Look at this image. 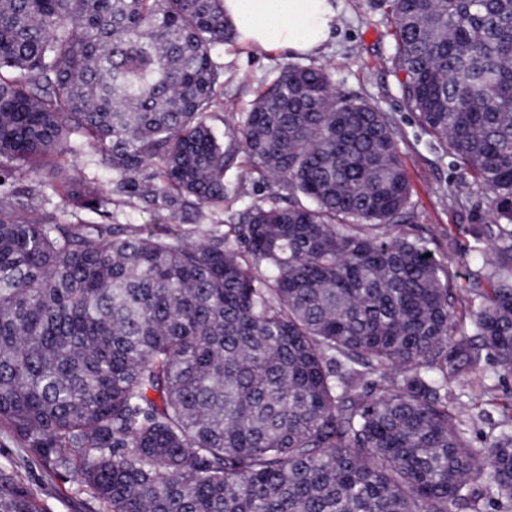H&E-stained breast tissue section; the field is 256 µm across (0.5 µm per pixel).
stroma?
<instances>
[{
	"mask_svg": "<svg viewBox=\"0 0 512 512\" xmlns=\"http://www.w3.org/2000/svg\"><path fill=\"white\" fill-rule=\"evenodd\" d=\"M336 3L339 16L333 37L318 55L298 58L297 63L325 67L341 94L365 100L389 116L411 187V205L418 216L417 223L405 225L404 230L409 236L423 238L434 258L449 264L456 285L455 310L462 318L465 333H472L468 289L477 267L466 251L476 244L473 231L486 216V196L477 190L457 196L456 188L463 176L452 156L441 152L405 108L393 65L395 41L380 0H336ZM220 55L224 64L220 77L224 84V106L217 109L212 122L228 131L239 124L277 68L288 64L289 59L261 50H244L234 44L221 47ZM228 179L230 190L223 209L188 205L179 209L177 219L165 216L156 221L149 210L121 202L113 208L114 218L123 224L153 223L165 234L199 237L210 232L213 220L221 217L223 211L238 209L267 192L261 183L238 180L236 171H229ZM477 383L490 388L499 399L498 404L480 402L472 408L469 437L474 445L481 446L497 432L500 422L512 417V406L504 401L505 396H512V375L497 374L488 362L478 374ZM0 461L10 462L18 479L51 512H91L93 502L89 495L77 493L75 485L62 482L41 468L3 430H0Z\"/></svg>",
	"mask_w": 512,
	"mask_h": 512,
	"instance_id": "1",
	"label": "stroma"
}]
</instances>
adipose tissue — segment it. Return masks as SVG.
Returning a JSON list of instances; mask_svg holds the SVG:
<instances>
[{
  "instance_id": "ef3b65f1",
  "label": "adipose tissue",
  "mask_w": 512,
  "mask_h": 512,
  "mask_svg": "<svg viewBox=\"0 0 512 512\" xmlns=\"http://www.w3.org/2000/svg\"><path fill=\"white\" fill-rule=\"evenodd\" d=\"M244 49L291 57L320 52L336 29L333 0H224Z\"/></svg>"
}]
</instances>
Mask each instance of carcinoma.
<instances>
[{
    "label": "carcinoma",
    "mask_w": 512,
    "mask_h": 512,
    "mask_svg": "<svg viewBox=\"0 0 512 512\" xmlns=\"http://www.w3.org/2000/svg\"><path fill=\"white\" fill-rule=\"evenodd\" d=\"M383 2L405 107L487 198L478 345L424 242L372 233L412 222L409 182L326 69H281L227 137L224 0H0V427L96 512H512V419L476 447L449 396L512 375V0ZM240 152L275 190L232 242L79 217L222 207ZM0 512H49L9 463ZM483 365L484 370L478 374L477 382L474 384V387L454 386L452 388L453 394L458 395L459 397L470 394L471 392L479 394L481 392V386H486L487 388L492 389V393L498 398H503L505 395H511L512 397V375L502 376L497 374L490 360L484 362Z\"/></svg>",
    "instance_id": "obj_1"
}]
</instances>
